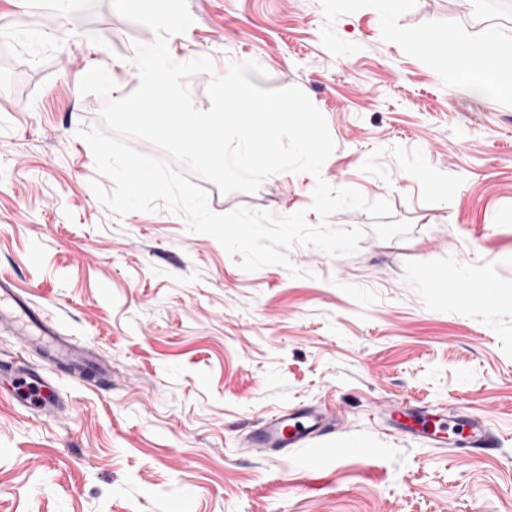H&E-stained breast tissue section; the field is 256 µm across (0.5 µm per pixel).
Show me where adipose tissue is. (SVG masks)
<instances>
[{"mask_svg": "<svg viewBox=\"0 0 512 512\" xmlns=\"http://www.w3.org/2000/svg\"><path fill=\"white\" fill-rule=\"evenodd\" d=\"M437 31H429L416 36L412 44L415 49L427 55L441 53L449 59L457 72L470 79L473 89H491L505 97H512V53L505 51L504 40L491 33L472 43H460L456 39L440 42ZM490 52L494 55L490 68L479 69L473 64L474 52Z\"/></svg>", "mask_w": 512, "mask_h": 512, "instance_id": "adipose-tissue-1", "label": "adipose tissue"}]
</instances>
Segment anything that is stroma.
Here are the masks:
<instances>
[{
	"label": "stroma",
	"instance_id": "obj_1",
	"mask_svg": "<svg viewBox=\"0 0 512 512\" xmlns=\"http://www.w3.org/2000/svg\"><path fill=\"white\" fill-rule=\"evenodd\" d=\"M176 61L210 58L189 78L194 107L226 67L265 70L258 86L301 88L334 141L320 178L387 199L388 217L346 210L363 233L331 256L299 243L290 267L248 272L212 236L166 205L120 217L77 132L104 129L102 98L81 94L92 67L136 88V44L150 28L94 0L60 15L53 0H0V274L112 368L101 390L45 368L69 404L45 417L0 385V512H512V99L468 92L407 36L444 30L459 42L490 29L512 40V15L477 0H405L384 19L375 0H187ZM41 23L39 39L24 20ZM425 167L454 188L411 179ZM213 212L279 219L305 211L316 177L279 173L253 193H222L180 161ZM446 276L436 287L416 274ZM301 277H293L292 269ZM502 297L458 302L461 270ZM415 401L486 417L499 445L460 452L395 432ZM333 412V432L264 458L241 446L272 411ZM359 443L370 456L342 455Z\"/></svg>",
	"mask_w": 512,
	"mask_h": 512
}]
</instances>
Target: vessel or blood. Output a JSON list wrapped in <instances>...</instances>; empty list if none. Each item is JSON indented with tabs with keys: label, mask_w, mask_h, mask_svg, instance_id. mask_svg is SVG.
I'll use <instances>...</instances> for the list:
<instances>
[{
	"label": "vessel or blood",
	"mask_w": 512,
	"mask_h": 512,
	"mask_svg": "<svg viewBox=\"0 0 512 512\" xmlns=\"http://www.w3.org/2000/svg\"><path fill=\"white\" fill-rule=\"evenodd\" d=\"M0 328L16 332L22 353L34 352L50 364L63 365L78 381L100 387L111 385L109 366L99 353L75 342L57 324L45 319L15 282L4 276L0 277ZM392 418L398 428H409L434 442L443 441L449 433L478 447H488L496 441L483 419L444 410L433 414L402 407L393 411ZM331 421V414L309 406L279 409L253 429L245 444L259 455L284 453L306 446L330 427Z\"/></svg>",
	"instance_id": "obj_1"
}]
</instances>
